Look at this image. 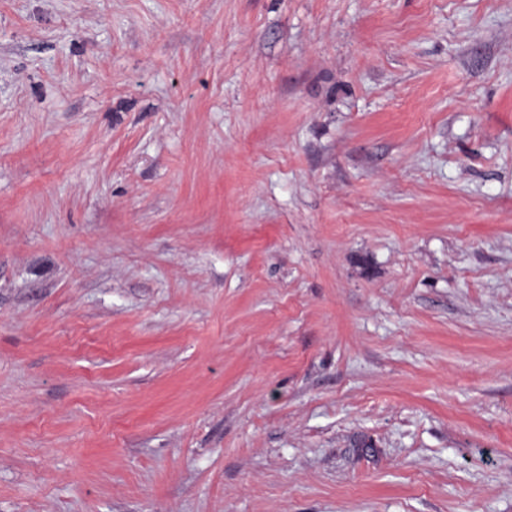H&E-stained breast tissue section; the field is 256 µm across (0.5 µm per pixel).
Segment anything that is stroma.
Here are the masks:
<instances>
[{
	"label": "stroma",
	"instance_id": "obj_1",
	"mask_svg": "<svg viewBox=\"0 0 512 512\" xmlns=\"http://www.w3.org/2000/svg\"><path fill=\"white\" fill-rule=\"evenodd\" d=\"M0 512H512V0H0Z\"/></svg>",
	"mask_w": 512,
	"mask_h": 512
}]
</instances>
